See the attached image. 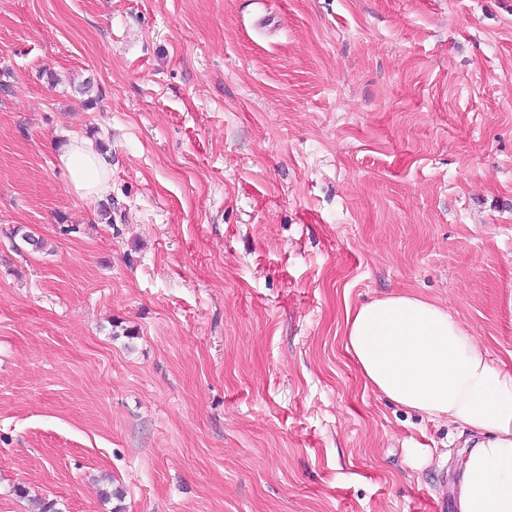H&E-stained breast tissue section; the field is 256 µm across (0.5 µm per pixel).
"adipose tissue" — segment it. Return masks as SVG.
<instances>
[{
	"instance_id": "adipose-tissue-1",
	"label": "adipose tissue",
	"mask_w": 512,
	"mask_h": 512,
	"mask_svg": "<svg viewBox=\"0 0 512 512\" xmlns=\"http://www.w3.org/2000/svg\"><path fill=\"white\" fill-rule=\"evenodd\" d=\"M58 160L82 199L105 191L110 155L93 142L68 137ZM344 347L365 387L462 429L456 512H512V367L492 361L447 307L411 293L347 311Z\"/></svg>"
}]
</instances>
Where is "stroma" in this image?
Listing matches in <instances>:
<instances>
[{
  "instance_id": "obj_1",
  "label": "stroma",
  "mask_w": 512,
  "mask_h": 512,
  "mask_svg": "<svg viewBox=\"0 0 512 512\" xmlns=\"http://www.w3.org/2000/svg\"><path fill=\"white\" fill-rule=\"evenodd\" d=\"M401 291L512 360V0H0V512H453ZM58 160L69 176V183L82 199L91 201L105 192L111 171L110 154L80 136H68L60 147Z\"/></svg>"
}]
</instances>
